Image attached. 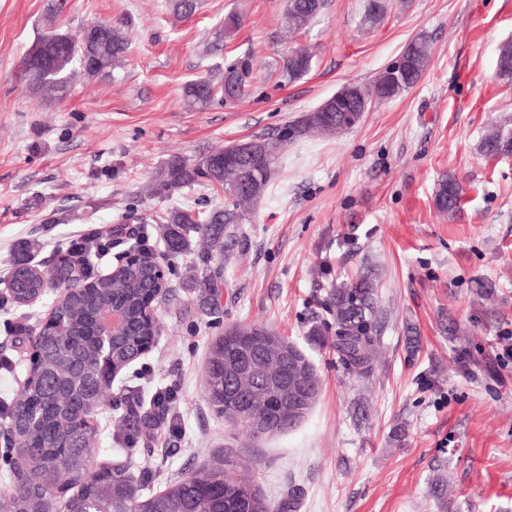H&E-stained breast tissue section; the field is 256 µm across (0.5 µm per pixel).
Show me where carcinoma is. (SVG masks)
<instances>
[{
	"label": "carcinoma",
	"instance_id": "1",
	"mask_svg": "<svg viewBox=\"0 0 512 512\" xmlns=\"http://www.w3.org/2000/svg\"><path fill=\"white\" fill-rule=\"evenodd\" d=\"M325 0H288L286 27L296 33L322 12ZM387 0H364L363 21L374 24L387 12ZM241 27L240 18L229 13L215 36L212 50ZM130 46L126 32L109 23H95L76 34L53 29L25 54L21 76L33 93L44 100L63 98L74 74L73 65L89 77L109 76L124 59ZM406 67L393 74L384 70L370 85L352 84L356 99L388 101L412 88L430 62L429 42L419 37L405 51ZM313 53L307 48L289 52L283 75L297 79L311 69ZM251 74L248 59H239L224 70L221 81L202 77L183 90L186 107L206 109L214 102L239 97ZM358 113L347 106L334 112H307L277 134L259 137L244 150L239 144L189 161L171 157L146 187L148 196H170L184 188L205 186L224 190V206L207 208L199 201L188 208L172 207L155 228L164 254L171 257L196 254L190 266L193 283L220 297L224 233L241 224L248 206L269 184L278 153L289 142L315 132L341 133L355 126ZM512 147V123L505 120L484 135L480 149L491 160ZM438 211L455 215L463 210L465 189L448 176L435 191ZM149 228L137 221L124 223L117 233L93 236L77 252L68 246L55 270L33 264L38 245L26 241L15 251L9 274L10 299L25 304L44 292L55 280L66 286L65 297L56 305L49 323L33 338L24 390L7 413L11 430L21 441L20 457L27 467L13 472L15 489L0 499V512H57L55 477L59 470L71 474L75 490L64 508L68 512H294L298 491L288 500L269 503L258 488L235 473L239 463L224 459L218 467H203L190 476L169 483L162 491L145 494L141 484L123 466H101L86 477L89 449L96 445L97 428L87 401L103 387L114 371L131 364L157 333L156 320L148 317L149 301L166 293L168 282L153 252L144 249ZM138 254L110 275L95 273L96 264L112 258L117 247ZM326 309L336 324L332 346L346 370L369 377L380 346L378 300L375 278L363 273L329 289ZM121 314L123 327L101 359L98 322L104 309ZM287 339L261 324L233 325L213 342L205 367V390L210 405L231 423H241L257 435L254 423L261 420L273 434L289 432L302 423L317 402L320 378L302 351H290ZM157 398L149 409H130L126 429L143 436L166 425Z\"/></svg>",
	"mask_w": 512,
	"mask_h": 512
}]
</instances>
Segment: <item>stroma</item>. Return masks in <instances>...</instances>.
Listing matches in <instances>:
<instances>
[{"mask_svg": "<svg viewBox=\"0 0 512 512\" xmlns=\"http://www.w3.org/2000/svg\"><path fill=\"white\" fill-rule=\"evenodd\" d=\"M382 23L361 27L362 0H328L297 38L314 48L308 75L282 76L287 0H199L188 18L168 0H0V297L9 294L14 248L57 247L91 227H117L128 208L152 217L223 190L166 198L145 186L171 156L197 159L264 137L315 109L341 87L371 83L408 43L432 47L421 80L372 105L351 130L288 143L245 223L224 238L222 297L209 304L188 285L189 259L171 263L153 304L152 348L122 371L95 415L97 463L124 464L144 491L232 452L261 494L279 504L300 489L295 512H512V158L479 151L487 129L512 118V82L496 79L498 47L512 38V0H391ZM241 19L223 52L206 44L228 13ZM121 26L130 49L109 77L75 72L61 100L39 101L20 77L31 44L50 27ZM245 93L203 111L183 88L221 79L238 59ZM467 190L461 215L438 212L439 180ZM67 215L62 224L51 223ZM379 275L382 355L370 379L349 373L333 350L323 302L332 284L362 267ZM63 289L32 304L0 307V403H11L33 354L30 336ZM462 333L449 331V323ZM260 323L309 357L319 399L296 430L254 438L210 406L204 365L226 327ZM168 388L177 432L120 448L130 396ZM447 486L434 493L431 480Z\"/></svg>", "mask_w": 512, "mask_h": 512, "instance_id": "35a3bbf8", "label": "stroma"}]
</instances>
